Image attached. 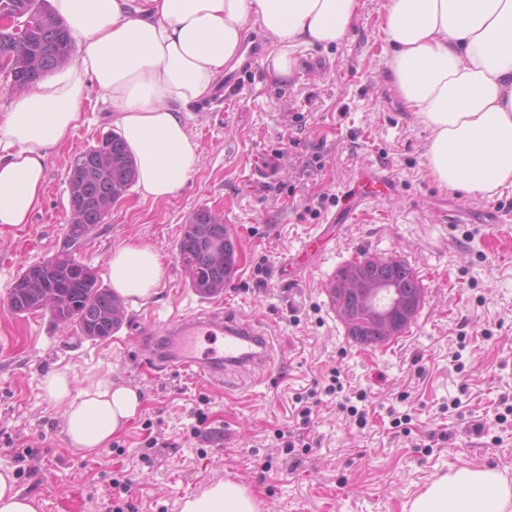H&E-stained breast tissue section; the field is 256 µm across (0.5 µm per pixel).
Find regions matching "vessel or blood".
Returning <instances> with one entry per match:
<instances>
[{
	"label": "vessel or blood",
	"instance_id": "obj_1",
	"mask_svg": "<svg viewBox=\"0 0 512 512\" xmlns=\"http://www.w3.org/2000/svg\"><path fill=\"white\" fill-rule=\"evenodd\" d=\"M376 190L389 194L393 188L384 176L375 173L362 175L344 191V209L355 211L359 203L371 199ZM202 335L223 337L221 350L197 353L196 339ZM268 347V334L260 326L214 312H203L192 317H171L154 361L160 366L179 367L211 379L221 376L223 366L263 361Z\"/></svg>",
	"mask_w": 512,
	"mask_h": 512
}]
</instances>
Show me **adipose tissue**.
Masks as SVG:
<instances>
[{"label":"adipose tissue","instance_id":"1","mask_svg":"<svg viewBox=\"0 0 512 512\" xmlns=\"http://www.w3.org/2000/svg\"><path fill=\"white\" fill-rule=\"evenodd\" d=\"M82 57L0 114V226L28 223L39 207L51 149L76 127L90 89L112 105L137 163L143 198L163 201L201 162L182 117L210 97L250 27L275 45V75L290 79L297 52L346 35L359 0H49ZM382 29L388 66L407 111L431 132L425 154L442 186L490 193L512 185V0H388ZM113 292L147 301L163 266L151 246L127 243L108 261ZM46 396L63 409L72 448L92 453L135 418L138 390L102 377L73 390L50 372ZM181 512H262L245 486L217 482L184 500ZM409 512H512V482L463 467L432 481Z\"/></svg>","mask_w":512,"mask_h":512}]
</instances>
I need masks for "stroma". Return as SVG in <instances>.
Here are the masks:
<instances>
[{"label": "stroma", "mask_w": 512, "mask_h": 512, "mask_svg": "<svg viewBox=\"0 0 512 512\" xmlns=\"http://www.w3.org/2000/svg\"><path fill=\"white\" fill-rule=\"evenodd\" d=\"M386 0H359L346 36L297 56L286 81L269 69L271 44L250 28L263 60L231 96L216 92L183 115L202 162L162 202L129 189L76 254L108 282L113 249L140 242L163 257L157 296L125 304L121 326L99 340L78 336L46 311L0 307V468L11 469L40 512H112V483L126 477L131 512H180L185 497L228 479L262 512H404L433 480L460 467L512 481V186L467 194L440 186L425 164L429 130L400 103L381 30ZM112 108L91 92L78 127L52 154L43 202L30 223L0 228V298L30 264L63 246L72 157L114 132ZM320 156L322 170L309 168ZM393 178L396 193L335 223L337 199L363 172ZM326 197L319 217L312 198ZM465 211L462 223L438 212ZM207 209L236 243V272L221 294L191 288L177 257L190 217ZM328 231L326 251L295 280L283 274L302 240ZM397 253L426 290L415 321L389 344L363 346L338 320L327 288L360 252ZM217 310L267 324L264 361L225 368L217 380L156 368V337L175 314ZM152 328L154 339L141 336ZM67 370L74 388L109 376L139 389L142 409L94 453L70 448L62 411L42 382ZM338 373L342 396L323 391ZM318 400L305 447L279 430L299 427L298 395ZM366 393L358 426L341 397ZM208 419L192 433L193 410ZM485 424L474 434V422ZM158 441L144 447L146 435Z\"/></svg>", "instance_id": "1"}]
</instances>
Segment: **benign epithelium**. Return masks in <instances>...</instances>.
Returning a JSON list of instances; mask_svg holds the SVG:
<instances>
[{
  "label": "benign epithelium",
  "mask_w": 512,
  "mask_h": 512,
  "mask_svg": "<svg viewBox=\"0 0 512 512\" xmlns=\"http://www.w3.org/2000/svg\"><path fill=\"white\" fill-rule=\"evenodd\" d=\"M364 262L374 270L385 267L395 274L409 268L397 255L371 254L364 258ZM40 268L39 263L31 264L29 277L17 281L16 287L34 289V306L48 309L54 316L61 318L66 315L65 306L60 304L61 281L77 275L82 282L89 284L91 276L83 267L69 268L66 274L58 276V281L49 286L42 282ZM425 294L423 288L418 289L414 295L403 294L396 279L378 275L367 278L359 265L343 266L336 272L328 289L331 305L348 331L356 330L359 325L353 310L356 306L368 316L372 335L378 345L391 341L414 321L424 304Z\"/></svg>",
  "instance_id": "1"
}]
</instances>
